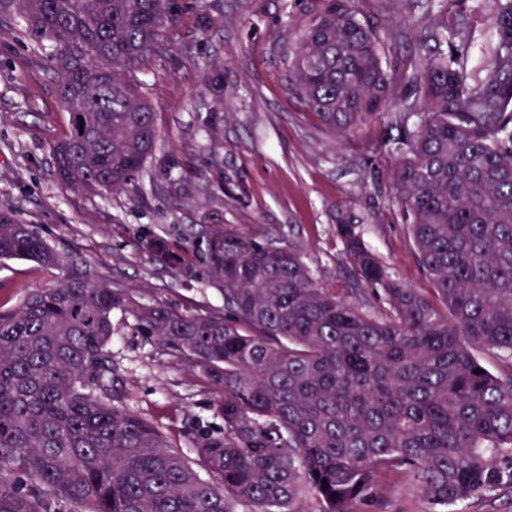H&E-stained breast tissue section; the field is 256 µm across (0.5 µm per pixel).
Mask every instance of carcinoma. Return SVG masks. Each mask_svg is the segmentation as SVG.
Masks as SVG:
<instances>
[{"label":"carcinoma","mask_w":512,"mask_h":512,"mask_svg":"<svg viewBox=\"0 0 512 512\" xmlns=\"http://www.w3.org/2000/svg\"><path fill=\"white\" fill-rule=\"evenodd\" d=\"M444 2L393 112L396 74L355 0H322L288 48L290 83L327 132L350 137L392 112L391 191L431 298L392 278L354 224L336 232L378 301L365 309L320 286L294 248L214 224L204 262L224 307L146 304L0 212V261L62 271L0 309V512H59L63 500L80 512H312L309 495L319 512H359L389 473L447 512L512 488V0H472L475 13L492 7L486 32L448 25ZM0 11L53 46L68 113L51 145L57 181L135 192L159 138L138 73L167 51L168 0H0ZM477 49L482 74L469 68ZM146 247L182 265L165 238ZM117 310L217 388L224 434L195 442L209 478L125 408L108 351Z\"/></svg>","instance_id":"cac0c4a2"}]
</instances>
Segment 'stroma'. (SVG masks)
I'll list each match as a JSON object with an SVG mask.
<instances>
[{
    "mask_svg": "<svg viewBox=\"0 0 512 512\" xmlns=\"http://www.w3.org/2000/svg\"><path fill=\"white\" fill-rule=\"evenodd\" d=\"M315 0H173L170 52L139 78L157 114L159 139L135 193L94 194L62 186L50 147L67 127L51 70V44L35 45L23 26L0 18V210L47 242L75 253L93 275L136 290L146 303L220 308L198 246L209 225L292 246L324 287L375 305L356 292L336 235L356 225L366 246L400 282L432 296L399 207L393 203L381 114L340 140L308 113L288 80L284 51ZM363 19L388 40L386 66L416 62L413 35L426 0H358ZM167 237L184 263L150 259L147 235ZM59 270L31 260L0 263V307L53 285ZM112 367L131 396L128 408L151 421L188 457L196 439L224 432L218 391L184 355L161 346L125 312L113 316ZM377 500L361 512H427L408 477L383 475Z\"/></svg>",
    "mask_w": 512,
    "mask_h": 512,
    "instance_id": "stroma-1",
    "label": "stroma"
}]
</instances>
